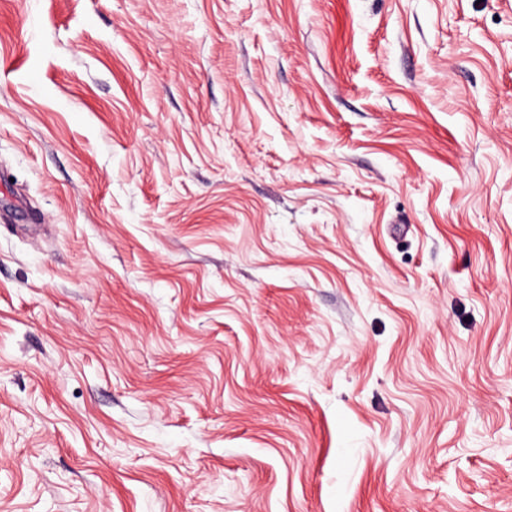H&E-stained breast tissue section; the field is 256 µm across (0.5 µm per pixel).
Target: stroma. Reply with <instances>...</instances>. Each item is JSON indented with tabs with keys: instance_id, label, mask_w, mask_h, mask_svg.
Listing matches in <instances>:
<instances>
[{
	"instance_id": "1",
	"label": "stroma",
	"mask_w": 512,
	"mask_h": 512,
	"mask_svg": "<svg viewBox=\"0 0 512 512\" xmlns=\"http://www.w3.org/2000/svg\"><path fill=\"white\" fill-rule=\"evenodd\" d=\"M0 512H512V0H0Z\"/></svg>"
}]
</instances>
